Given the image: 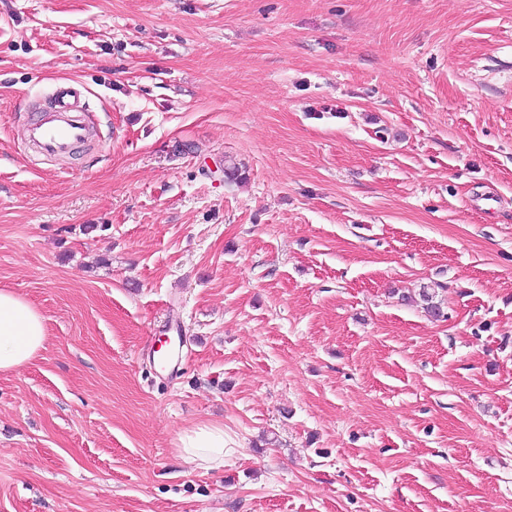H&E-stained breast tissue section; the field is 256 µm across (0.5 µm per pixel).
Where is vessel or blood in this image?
I'll use <instances>...</instances> for the list:
<instances>
[{
    "label": "vessel or blood",
    "instance_id": "b4317fda",
    "mask_svg": "<svg viewBox=\"0 0 512 512\" xmlns=\"http://www.w3.org/2000/svg\"><path fill=\"white\" fill-rule=\"evenodd\" d=\"M82 85L73 79L58 82L41 108V118L26 125L25 136L40 153L63 157L86 142L91 116L78 100Z\"/></svg>",
    "mask_w": 512,
    "mask_h": 512
}]
</instances>
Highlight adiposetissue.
I'll list each match as a JSON object with an SVG mask.
<instances>
[{"label": "adipose tissue", "mask_w": 512, "mask_h": 512, "mask_svg": "<svg viewBox=\"0 0 512 512\" xmlns=\"http://www.w3.org/2000/svg\"><path fill=\"white\" fill-rule=\"evenodd\" d=\"M48 332L43 314L22 296L0 289V373L26 365L45 349ZM179 457L197 469L224 461V429L199 425L179 434Z\"/></svg>", "instance_id": "ef3b65f1"}]
</instances>
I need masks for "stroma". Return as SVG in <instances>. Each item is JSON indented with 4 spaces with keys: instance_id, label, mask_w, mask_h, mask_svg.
<instances>
[{
    "instance_id": "35a3bbf8",
    "label": "stroma",
    "mask_w": 512,
    "mask_h": 512,
    "mask_svg": "<svg viewBox=\"0 0 512 512\" xmlns=\"http://www.w3.org/2000/svg\"><path fill=\"white\" fill-rule=\"evenodd\" d=\"M1 288L0 512H512V0H0ZM84 88L73 79L58 82L38 108L41 118L25 127V136L40 153L55 157L66 156L71 149L88 139L93 112L78 105ZM43 314L22 296L0 289V373L26 365L46 348ZM178 456L197 469H209L224 463V429L199 425L179 434Z\"/></svg>"
}]
</instances>
